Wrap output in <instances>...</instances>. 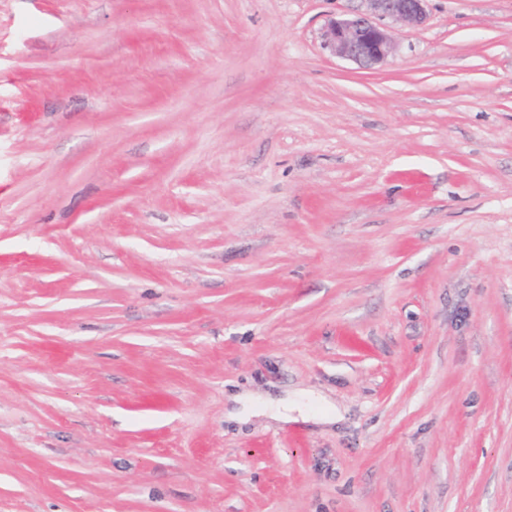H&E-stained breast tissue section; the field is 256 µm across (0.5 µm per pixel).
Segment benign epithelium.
Segmentation results:
<instances>
[{
	"label": "benign epithelium",
	"mask_w": 512,
	"mask_h": 512,
	"mask_svg": "<svg viewBox=\"0 0 512 512\" xmlns=\"http://www.w3.org/2000/svg\"><path fill=\"white\" fill-rule=\"evenodd\" d=\"M366 10L351 17L330 19L322 33L323 48L361 68L387 62L394 45L381 21L391 18L418 27L427 19V0H363Z\"/></svg>",
	"instance_id": "7a95c632"
}]
</instances>
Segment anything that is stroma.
Wrapping results in <instances>:
<instances>
[{
	"mask_svg": "<svg viewBox=\"0 0 512 512\" xmlns=\"http://www.w3.org/2000/svg\"><path fill=\"white\" fill-rule=\"evenodd\" d=\"M363 7L0 0V512H512V0ZM364 12L351 17L331 18L322 33L324 49L361 68L372 69L387 62L394 45L380 21L391 18L418 27L427 19L429 0H362Z\"/></svg>",
	"mask_w": 512,
	"mask_h": 512,
	"instance_id": "1",
	"label": "stroma"
}]
</instances>
